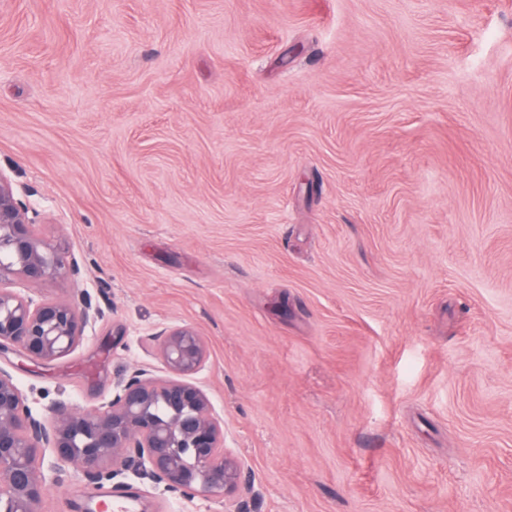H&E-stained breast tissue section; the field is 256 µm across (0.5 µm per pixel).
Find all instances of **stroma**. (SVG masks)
<instances>
[{"label":"stroma","mask_w":512,"mask_h":512,"mask_svg":"<svg viewBox=\"0 0 512 512\" xmlns=\"http://www.w3.org/2000/svg\"><path fill=\"white\" fill-rule=\"evenodd\" d=\"M0 171L102 293L30 397L188 326L250 512H512V0H0Z\"/></svg>","instance_id":"stroma-1"}]
</instances>
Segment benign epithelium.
Returning a JSON list of instances; mask_svg holds the SVG:
<instances>
[{
  "mask_svg": "<svg viewBox=\"0 0 512 512\" xmlns=\"http://www.w3.org/2000/svg\"><path fill=\"white\" fill-rule=\"evenodd\" d=\"M37 216L0 171V347L48 363L70 354L104 310L79 286L82 269L66 241L37 233ZM63 281L71 284L66 297L41 294ZM153 339L170 376L132 368L113 384L111 399L91 410L57 399L40 415L0 368V512H41L49 485L65 484L74 471L117 490L129 489L125 479L133 476L187 501L255 494L253 471L224 448V420L191 381L207 356L203 337L174 327Z\"/></svg>",
  "mask_w": 512,
  "mask_h": 512,
  "instance_id": "1",
  "label": "benign epithelium"
}]
</instances>
